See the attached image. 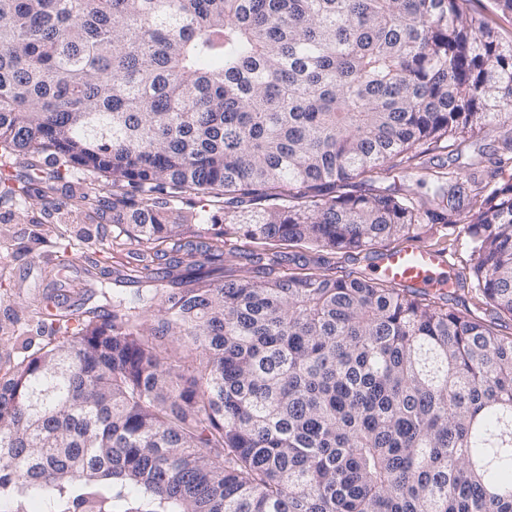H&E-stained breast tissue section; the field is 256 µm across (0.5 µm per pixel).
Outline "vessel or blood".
Masks as SVG:
<instances>
[{
  "mask_svg": "<svg viewBox=\"0 0 512 512\" xmlns=\"http://www.w3.org/2000/svg\"><path fill=\"white\" fill-rule=\"evenodd\" d=\"M446 269L444 252L425 245L386 250L376 265L384 280L431 289L446 287Z\"/></svg>",
  "mask_w": 512,
  "mask_h": 512,
  "instance_id": "b4317fda",
  "label": "vessel or blood"
}]
</instances>
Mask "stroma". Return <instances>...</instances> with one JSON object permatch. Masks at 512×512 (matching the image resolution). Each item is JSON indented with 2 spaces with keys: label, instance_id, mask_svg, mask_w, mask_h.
Instances as JSON below:
<instances>
[{
  "label": "stroma",
  "instance_id": "obj_1",
  "mask_svg": "<svg viewBox=\"0 0 512 512\" xmlns=\"http://www.w3.org/2000/svg\"><path fill=\"white\" fill-rule=\"evenodd\" d=\"M512 137V121L490 133L469 139L461 156L471 165L476 187H483L496 175V160L504 152L505 139ZM450 163L447 149L432 147L414 162L413 177L393 171L381 187L424 195V181L446 172ZM76 246L66 272L57 268V246L61 237ZM114 236L111 218H95L79 210L56 209L54 204L30 200L13 207H0V367L17 362L27 351L37 349L52 335L49 323L40 322L35 307L44 294L62 292L64 308L75 310L97 305V293L85 291V259L101 258L111 251ZM426 245L445 250L451 269L462 272L471 263L472 244L463 230L438 229L425 237ZM113 267L131 266L147 259L137 240H126L121 250L111 251ZM286 272L297 271L303 258H310L314 273L342 276L351 272L371 275L377 252L365 251L348 257L342 254L288 248Z\"/></svg>",
  "mask_w": 512,
  "mask_h": 512
}]
</instances>
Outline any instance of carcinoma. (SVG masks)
I'll return each mask as SVG.
<instances>
[{"mask_svg":"<svg viewBox=\"0 0 512 512\" xmlns=\"http://www.w3.org/2000/svg\"><path fill=\"white\" fill-rule=\"evenodd\" d=\"M469 4L0 0V205L109 212L157 260L91 263L111 311L46 297L62 336L0 374L13 512H512V335L423 288L279 271L281 246L464 223L455 286L512 317V143L465 209L462 168L427 203L375 187L508 118L512 40ZM76 169L117 192H63ZM241 236L264 253L227 281Z\"/></svg>","mask_w":512,"mask_h":512,"instance_id":"carcinoma-1","label":"carcinoma"}]
</instances>
